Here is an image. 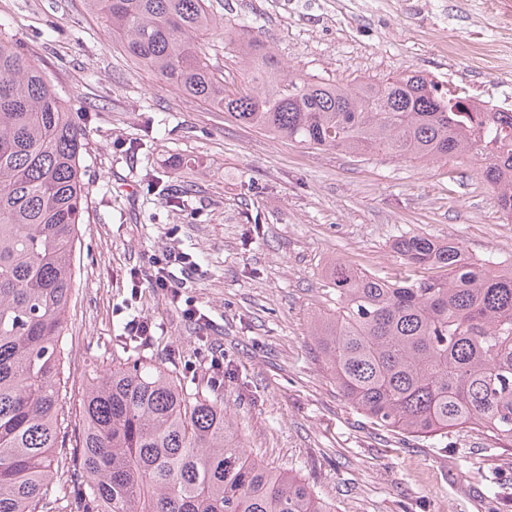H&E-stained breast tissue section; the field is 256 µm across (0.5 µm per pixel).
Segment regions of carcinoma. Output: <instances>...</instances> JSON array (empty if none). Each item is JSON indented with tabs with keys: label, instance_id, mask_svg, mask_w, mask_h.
<instances>
[{
	"label": "carcinoma",
	"instance_id": "cac0c4a2",
	"mask_svg": "<svg viewBox=\"0 0 512 512\" xmlns=\"http://www.w3.org/2000/svg\"><path fill=\"white\" fill-rule=\"evenodd\" d=\"M158 81L234 120L316 149L438 161L471 155L512 218V110L483 109L416 71L353 86L285 67L242 25L244 85L224 86L200 36L223 26L207 0H86ZM87 128L40 68L0 38V512H329L311 488L251 459L224 400L129 345L90 378L81 423L60 397L62 337L85 221ZM412 279L344 261L336 307L312 336L346 400L371 424L434 440L481 431L512 449V263L454 242L395 243ZM72 458L67 489L54 465Z\"/></svg>",
	"mask_w": 512,
	"mask_h": 512
}]
</instances>
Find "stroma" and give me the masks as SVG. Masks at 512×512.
<instances>
[{
	"label": "stroma",
	"mask_w": 512,
	"mask_h": 512,
	"mask_svg": "<svg viewBox=\"0 0 512 512\" xmlns=\"http://www.w3.org/2000/svg\"><path fill=\"white\" fill-rule=\"evenodd\" d=\"M203 38L237 84L232 37L261 20L279 58L355 84L419 71L512 109V0H208ZM17 43L71 111L86 115L88 215L76 243L62 395L71 422L131 320L148 361L219 389L253 459L304 481L331 512H512V450L464 429L438 445L378 430L342 396L310 322L336 261L403 271L394 244L420 235L473 259L512 261V219L481 161L437 163L309 148L235 121L131 60L84 0H0ZM189 254L177 301L150 288L154 254ZM204 312L198 326L186 307Z\"/></svg>",
	"instance_id": "obj_1"
}]
</instances>
